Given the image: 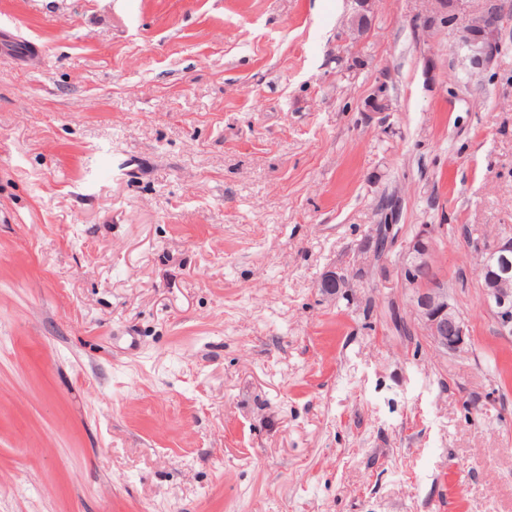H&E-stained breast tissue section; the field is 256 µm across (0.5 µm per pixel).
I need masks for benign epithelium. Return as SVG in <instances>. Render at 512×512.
Masks as SVG:
<instances>
[{
    "instance_id": "1",
    "label": "benign epithelium",
    "mask_w": 512,
    "mask_h": 512,
    "mask_svg": "<svg viewBox=\"0 0 512 512\" xmlns=\"http://www.w3.org/2000/svg\"><path fill=\"white\" fill-rule=\"evenodd\" d=\"M430 4L425 14L415 21L416 28L430 32L448 28L458 38L460 48L466 50L471 63L482 65L491 62L501 52V30L512 20L499 0H484L476 9L464 7V0H427ZM355 12L349 28L357 39L367 37L370 26L371 0H354ZM386 74L380 75L378 84L365 100L364 111L381 115L390 111ZM486 271L482 300L492 313L503 336L512 335V234L502 233L487 248L480 250ZM406 262L402 279L411 290L409 308L433 346L446 353L460 351L467 345L468 325L464 316L451 303L447 283L437 279L420 283L416 270L433 262V230L425 224L405 247ZM349 280L342 272L331 271L321 282L327 292L339 291L348 286Z\"/></svg>"
}]
</instances>
